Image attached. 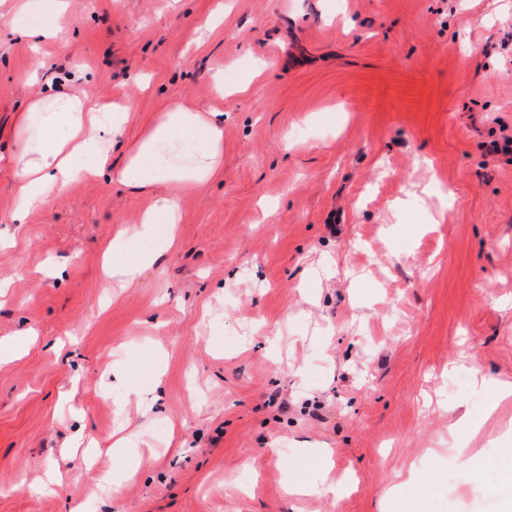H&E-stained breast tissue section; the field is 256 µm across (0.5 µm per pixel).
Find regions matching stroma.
Instances as JSON below:
<instances>
[{"mask_svg": "<svg viewBox=\"0 0 512 512\" xmlns=\"http://www.w3.org/2000/svg\"><path fill=\"white\" fill-rule=\"evenodd\" d=\"M47 2L0 0V343L34 332L0 363V512H501L448 448L512 436V403L488 409L512 381V153H486L512 137V0H70L36 42ZM35 69L122 98L131 141L173 100L224 113L220 175L132 282L103 257L127 231L160 250L150 195L85 180L12 219ZM150 359L160 386L128 394Z\"/></svg>", "mask_w": 512, "mask_h": 512, "instance_id": "35a3bbf8", "label": "stroma"}]
</instances>
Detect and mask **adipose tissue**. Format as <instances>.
<instances>
[{
  "label": "adipose tissue",
  "instance_id": "1",
  "mask_svg": "<svg viewBox=\"0 0 512 512\" xmlns=\"http://www.w3.org/2000/svg\"><path fill=\"white\" fill-rule=\"evenodd\" d=\"M127 104L84 93L40 91L14 117L15 149L9 158L14 182L13 218L49 206L76 181L97 176L153 202L139 217L163 242L173 240L181 203L221 171L224 125L219 112L168 103L132 142L122 133ZM124 151L111 162L113 148Z\"/></svg>",
  "mask_w": 512,
  "mask_h": 512
}]
</instances>
